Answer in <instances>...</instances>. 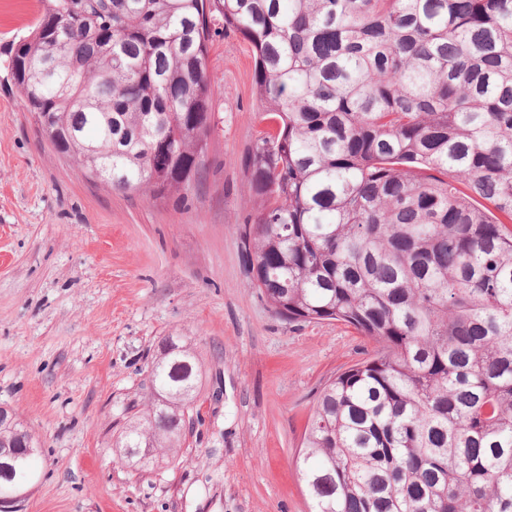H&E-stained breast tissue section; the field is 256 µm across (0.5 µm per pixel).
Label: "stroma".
Instances as JSON below:
<instances>
[{
  "label": "stroma",
  "mask_w": 512,
  "mask_h": 512,
  "mask_svg": "<svg viewBox=\"0 0 512 512\" xmlns=\"http://www.w3.org/2000/svg\"><path fill=\"white\" fill-rule=\"evenodd\" d=\"M38 14L0 0V406L41 445L21 512H310L295 461L316 396L374 344L288 322L251 283L242 232L265 127L251 44L213 21L203 175L179 198L123 194L52 148L11 78ZM166 336L201 355V420L180 464L138 471L113 443Z\"/></svg>",
  "instance_id": "1"
}]
</instances>
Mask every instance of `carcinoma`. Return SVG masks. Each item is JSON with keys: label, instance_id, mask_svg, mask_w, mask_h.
Masks as SVG:
<instances>
[{"label": "carcinoma", "instance_id": "obj_1", "mask_svg": "<svg viewBox=\"0 0 512 512\" xmlns=\"http://www.w3.org/2000/svg\"><path fill=\"white\" fill-rule=\"evenodd\" d=\"M41 5L12 79L116 192L186 190L213 132L212 21L254 47L270 130L249 160L252 285L290 322L375 343L316 398L296 458L310 512H512V0ZM174 344L120 440L152 430L165 465L202 379ZM34 439L0 422L1 449Z\"/></svg>", "mask_w": 512, "mask_h": 512}]
</instances>
